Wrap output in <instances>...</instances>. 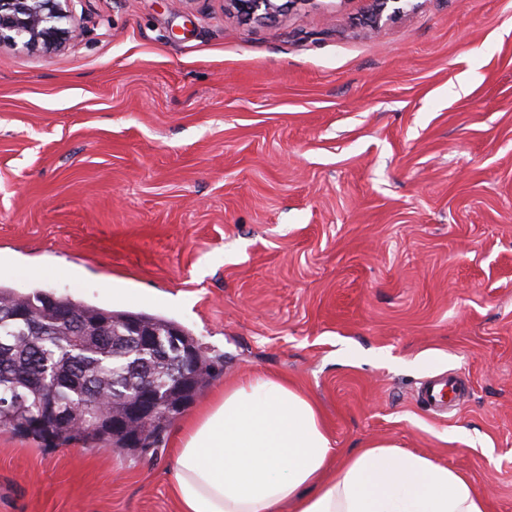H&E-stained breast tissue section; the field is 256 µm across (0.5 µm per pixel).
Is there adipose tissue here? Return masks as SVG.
<instances>
[{"mask_svg": "<svg viewBox=\"0 0 512 512\" xmlns=\"http://www.w3.org/2000/svg\"><path fill=\"white\" fill-rule=\"evenodd\" d=\"M316 403L259 377L226 387L184 429L171 487L177 512H487L455 469L379 443L333 466Z\"/></svg>", "mask_w": 512, "mask_h": 512, "instance_id": "1", "label": "adipose tissue"}]
</instances>
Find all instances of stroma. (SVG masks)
I'll return each instance as SVG.
<instances>
[{
  "instance_id": "35a3bbf8",
  "label": "stroma",
  "mask_w": 512,
  "mask_h": 512,
  "mask_svg": "<svg viewBox=\"0 0 512 512\" xmlns=\"http://www.w3.org/2000/svg\"><path fill=\"white\" fill-rule=\"evenodd\" d=\"M74 0L0 47V286L175 321L223 369L144 453L0 430V512H176L174 444L288 378L336 462L373 442L512 512V0ZM460 374L440 418L421 380ZM244 21L274 22L305 0H226Z\"/></svg>"
}]
</instances>
